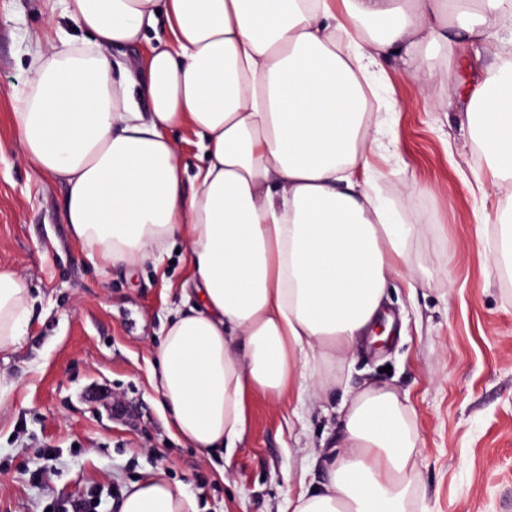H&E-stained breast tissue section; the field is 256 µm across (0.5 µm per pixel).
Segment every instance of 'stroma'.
<instances>
[{
    "mask_svg": "<svg viewBox=\"0 0 512 512\" xmlns=\"http://www.w3.org/2000/svg\"><path fill=\"white\" fill-rule=\"evenodd\" d=\"M50 0H0V270L24 272L35 302L28 332L0 354V512H46L96 496L97 512L131 484L164 470L199 512H291L322 486L326 458L344 436L341 404L388 386L415 412L418 479L406 512H512V265L496 214L512 191L487 176L448 82L467 88L475 47H431L429 88L384 61L371 81L388 115L369 169L401 223L413 284L392 280L386 311L398 334L362 344L336 387L315 401L246 399L245 433L221 458L174 437L149 383L151 350L189 274L182 241L160 264L100 271L71 237L67 187L16 156L13 93L23 92ZM437 185L438 194L425 193Z\"/></svg>",
    "mask_w": 512,
    "mask_h": 512,
    "instance_id": "35a3bbf8",
    "label": "stroma"
}]
</instances>
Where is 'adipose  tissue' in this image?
<instances>
[{
    "mask_svg": "<svg viewBox=\"0 0 512 512\" xmlns=\"http://www.w3.org/2000/svg\"><path fill=\"white\" fill-rule=\"evenodd\" d=\"M36 43L13 119L19 160L68 186L64 216L101 270L161 262L181 239L190 301L171 311L153 384L176 435L235 448L246 398H318L414 277L399 223L365 178L386 123L365 86L398 55L421 85L424 44L481 41L461 96L491 178L512 188V0H62ZM68 19L79 29L69 35ZM198 138L196 167L176 130ZM33 299L0 271V353ZM414 411L389 387L345 404L328 480L293 512H405ZM114 512H198L152 472Z\"/></svg>",
    "mask_w": 512,
    "mask_h": 512,
    "instance_id": "1",
    "label": "adipose tissue"
}]
</instances>
